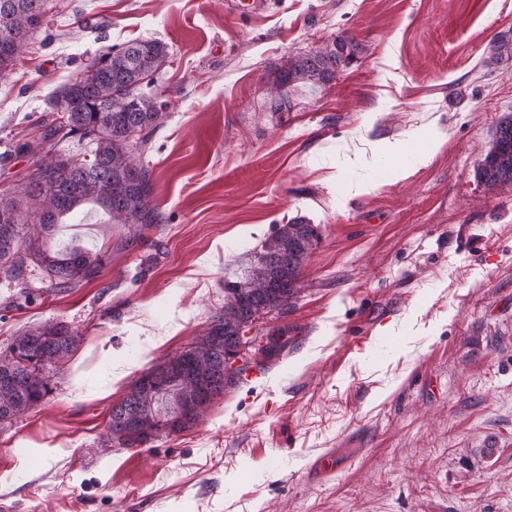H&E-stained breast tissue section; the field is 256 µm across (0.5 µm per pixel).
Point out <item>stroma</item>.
<instances>
[{
  "label": "stroma",
  "mask_w": 512,
  "mask_h": 512,
  "mask_svg": "<svg viewBox=\"0 0 512 512\" xmlns=\"http://www.w3.org/2000/svg\"><path fill=\"white\" fill-rule=\"evenodd\" d=\"M48 0L0 74V190L26 178L49 102L135 39L167 47L166 114L144 159L157 246L115 247L67 292L0 278V351L52 321L83 340L51 394L0 429V512H512V190L478 177L512 113V0ZM361 50L269 109L280 73L340 33ZM318 225L290 343L191 430L140 448L100 441L142 370L190 343L224 279L277 225ZM60 246L128 226L93 214ZM356 448L313 483V456Z\"/></svg>",
  "instance_id": "stroma-1"
}]
</instances>
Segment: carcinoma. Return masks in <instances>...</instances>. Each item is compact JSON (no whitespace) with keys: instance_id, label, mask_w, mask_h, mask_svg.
I'll return each mask as SVG.
<instances>
[{"instance_id":"1","label":"carcinoma","mask_w":512,"mask_h":512,"mask_svg":"<svg viewBox=\"0 0 512 512\" xmlns=\"http://www.w3.org/2000/svg\"><path fill=\"white\" fill-rule=\"evenodd\" d=\"M47 0H14L9 29L16 46L44 24ZM359 43L351 36H336L315 54L288 60L270 99V109L288 108V86L299 81L313 85L331 80L357 57ZM167 47L156 39H136L118 50L100 55L61 90L54 107L79 101L62 119L44 124L42 140L66 141L78 136L89 143L83 158L37 155L30 178L11 193L0 194V274L27 287L29 268L42 272L49 287L61 292L96 280L107 264L108 252L79 247L54 248L48 240L57 225L80 213L101 212L110 224L133 228L122 246L142 245L146 233L159 227L161 215L152 204V171L137 159L165 113L156 97L143 91L144 81L164 63ZM480 178L488 189L512 187V115L502 117L484 159ZM319 241L315 224H281L261 245L252 249L244 274L224 278V307L189 346L201 351L198 372L160 362L142 372L126 394L112 405L103 441L121 448L148 443L147 436L160 422L181 433L193 428L213 400L239 383L222 374L226 349L234 345L241 327L259 314L288 313L300 293L303 265ZM266 342L253 349L256 365L271 361L288 349V328H265ZM81 334L63 323L45 322L17 334L0 352V427L6 428L51 393L50 373L64 367L80 342ZM149 377L154 385L142 386ZM134 400L137 422L125 418L123 404Z\"/></svg>"}]
</instances>
